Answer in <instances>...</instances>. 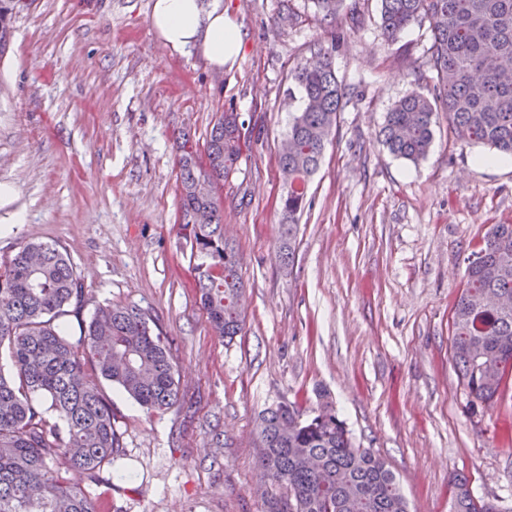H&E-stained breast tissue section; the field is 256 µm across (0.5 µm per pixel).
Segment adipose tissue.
<instances>
[{
    "label": "adipose tissue",
    "instance_id": "obj_1",
    "mask_svg": "<svg viewBox=\"0 0 512 512\" xmlns=\"http://www.w3.org/2000/svg\"><path fill=\"white\" fill-rule=\"evenodd\" d=\"M151 25L167 46L196 50L219 71L235 61L243 45L238 24L217 0H154Z\"/></svg>",
    "mask_w": 512,
    "mask_h": 512
}]
</instances>
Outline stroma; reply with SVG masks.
<instances>
[{
  "label": "stroma",
  "mask_w": 512,
  "mask_h": 512,
  "mask_svg": "<svg viewBox=\"0 0 512 512\" xmlns=\"http://www.w3.org/2000/svg\"><path fill=\"white\" fill-rule=\"evenodd\" d=\"M152 2L25 0L0 57V272L26 243L59 245L85 314L150 313L179 377L182 398L161 414L104 383L123 452L87 488L96 512H264L279 489L258 467L257 417L281 402L313 415L323 391L354 443L395 473L409 512H450L459 473L512 512V400L480 409L451 360L467 259L492 225L512 224V164L487 163L493 148L463 143L443 112L419 162L379 138L395 101L439 93L428 27L391 44L380 0H359L360 28L345 11L321 20L311 0H223L243 48L218 71L164 44ZM317 46L344 98L290 238L279 152L301 99L288 75ZM224 112L242 132L216 190L246 288L230 340L200 304L177 167L179 137L203 150ZM15 212L22 222L8 223Z\"/></svg>",
  "instance_id": "stroma-1"
}]
</instances>
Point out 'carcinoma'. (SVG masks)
Instances as JSON below:
<instances>
[{"label":"carcinoma","instance_id":"obj_1","mask_svg":"<svg viewBox=\"0 0 512 512\" xmlns=\"http://www.w3.org/2000/svg\"><path fill=\"white\" fill-rule=\"evenodd\" d=\"M20 0H0V56L9 47L13 10ZM325 21L339 16L344 0H312ZM381 29L395 42L414 25L429 23V67L442 86L441 104L412 91L387 112L380 131L393 156L417 162L433 141L438 111L468 144L512 154V0H380ZM301 63L291 81L305 105L292 117L280 153L287 181L282 209L293 224L305 209L336 124L343 90L331 55ZM237 115L213 125L205 160L182 145L178 158L180 210L192 248L207 259L198 281L200 302L216 333L238 335L243 285L240 255L226 240L215 194L240 154ZM195 214L201 221L190 223ZM84 290L71 260L57 245H24L0 274V348L8 346L14 372L0 373V512H95L74 477L100 482L122 452L106 380L142 406L167 411L179 401L169 339L135 305L96 309L83 317ZM74 317L77 328L61 319ZM451 358L473 400L497 404L512 376V224H495L468 261L466 282L453 312ZM312 417L280 403L259 416L265 451L258 464L286 497L266 512H408L397 478L370 448H358L328 395ZM450 512H499L474 498L464 476L454 480ZM288 510H282L283 505Z\"/></svg>","mask_w":512,"mask_h":512}]
</instances>
